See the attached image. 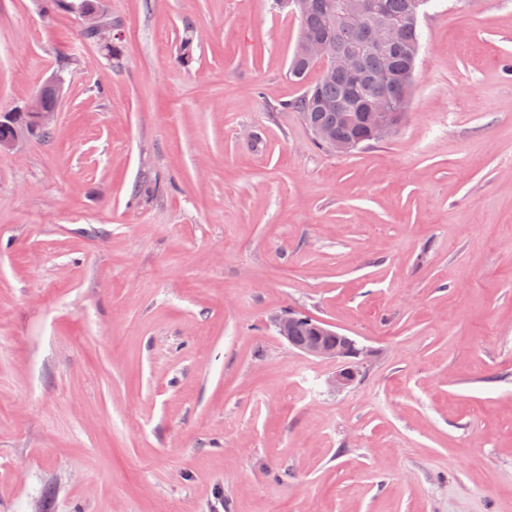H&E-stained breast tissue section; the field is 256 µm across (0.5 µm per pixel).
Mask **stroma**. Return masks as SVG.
<instances>
[{
  "label": "stroma",
  "instance_id": "1",
  "mask_svg": "<svg viewBox=\"0 0 512 512\" xmlns=\"http://www.w3.org/2000/svg\"><path fill=\"white\" fill-rule=\"evenodd\" d=\"M0 0V512H512V0H429L410 106L339 154L281 0ZM191 38L193 59L181 43ZM292 310L370 350L277 335ZM57 4H53L54 11L70 12L73 13L74 9L88 8L93 9L100 3L99 9L94 11H85L78 13L82 19V28L88 34L83 31V37L91 41V39L97 43L100 47H108L112 45V42L121 40V35L116 31V26L120 23L118 20L112 19V16L108 14L105 20L110 24L106 23L103 18V13H106V6L104 0H55ZM74 7V9H72ZM91 39H90V38ZM53 94L54 96H47ZM63 97V83L60 79L52 78L47 81L41 90L23 107L9 112L0 113V123L16 126L12 138L13 129L7 125H0V150H15L32 137L43 135L51 129L56 112L57 99ZM57 98V99H56ZM49 111H45L44 108ZM53 110V111H51ZM273 323L279 337L299 354L339 364L329 379L335 389L352 386L361 375L367 358L366 349L329 323L290 311L275 315ZM300 326H305L311 336L303 329L297 336L292 335Z\"/></svg>",
  "mask_w": 512,
  "mask_h": 512
}]
</instances>
